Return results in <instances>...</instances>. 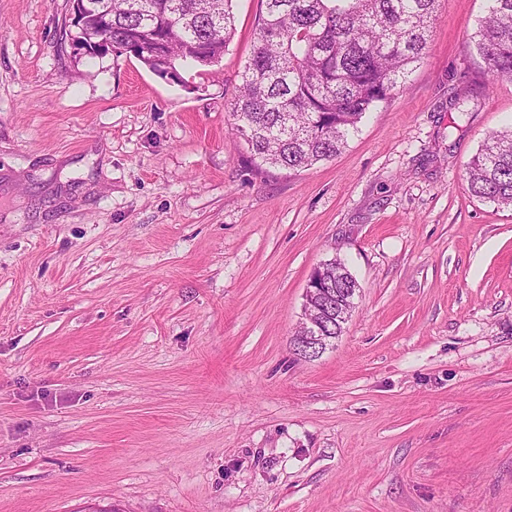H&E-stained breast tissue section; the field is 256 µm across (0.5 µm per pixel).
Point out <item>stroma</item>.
<instances>
[{
  "mask_svg": "<svg viewBox=\"0 0 512 512\" xmlns=\"http://www.w3.org/2000/svg\"><path fill=\"white\" fill-rule=\"evenodd\" d=\"M182 81L0 0V512H512V210L467 164L512 78L438 0L336 158L256 169L228 107L261 0ZM359 291L294 355L307 282Z\"/></svg>",
  "mask_w": 512,
  "mask_h": 512,
  "instance_id": "stroma-1",
  "label": "stroma"
}]
</instances>
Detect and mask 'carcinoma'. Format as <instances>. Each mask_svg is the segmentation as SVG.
<instances>
[{"label": "carcinoma", "instance_id": "cac0c4a2", "mask_svg": "<svg viewBox=\"0 0 512 512\" xmlns=\"http://www.w3.org/2000/svg\"><path fill=\"white\" fill-rule=\"evenodd\" d=\"M233 0H91L74 40L109 20L112 54L134 38L167 57L206 66L224 55L235 30ZM475 32L489 69L512 77V0H490ZM253 51L230 103L233 129L255 167L298 171L335 158L364 115L401 86L428 47L437 0H262ZM471 195L512 206V127L493 134L468 166ZM348 307L358 290L344 263H329Z\"/></svg>", "mask_w": 512, "mask_h": 512}]
</instances>
